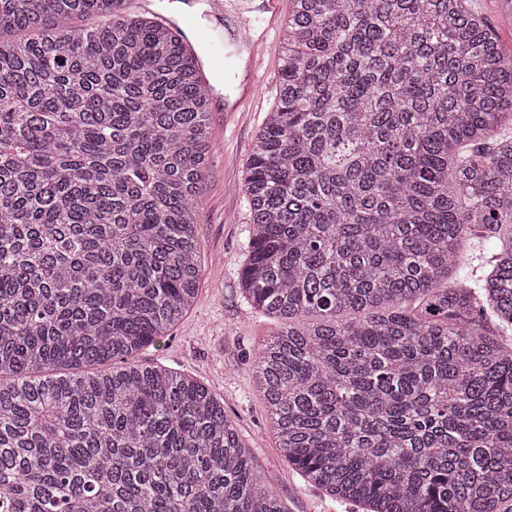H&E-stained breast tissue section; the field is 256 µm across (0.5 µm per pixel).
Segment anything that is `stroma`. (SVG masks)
<instances>
[{
	"instance_id": "35a3bbf8",
	"label": "stroma",
	"mask_w": 512,
	"mask_h": 512,
	"mask_svg": "<svg viewBox=\"0 0 512 512\" xmlns=\"http://www.w3.org/2000/svg\"><path fill=\"white\" fill-rule=\"evenodd\" d=\"M264 53L267 71L261 111L209 115L214 152L200 183L196 208L201 255L197 297L171 335L144 348L140 358L145 364L158 363L194 377L223 397L225 412L288 512H354L353 506L306 486L288 466L252 379L254 353L275 330L273 320L251 309L239 286L249 223L244 179L256 135L275 102L279 41L268 40Z\"/></svg>"
}]
</instances>
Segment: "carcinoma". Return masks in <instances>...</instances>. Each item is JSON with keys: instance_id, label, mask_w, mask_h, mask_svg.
I'll list each match as a JSON object with an SVG mask.
<instances>
[{"instance_id": "1", "label": "carcinoma", "mask_w": 512, "mask_h": 512, "mask_svg": "<svg viewBox=\"0 0 512 512\" xmlns=\"http://www.w3.org/2000/svg\"><path fill=\"white\" fill-rule=\"evenodd\" d=\"M291 3L240 273L279 448L363 512H512V55L469 0ZM5 32L0 512H288L224 401L138 361L198 292L195 55L121 0Z\"/></svg>"}]
</instances>
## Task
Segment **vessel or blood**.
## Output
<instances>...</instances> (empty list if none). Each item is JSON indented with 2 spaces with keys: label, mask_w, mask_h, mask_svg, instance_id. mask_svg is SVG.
Instances as JSON below:
<instances>
[{
  "label": "vessel or blood",
  "mask_w": 512,
  "mask_h": 512,
  "mask_svg": "<svg viewBox=\"0 0 512 512\" xmlns=\"http://www.w3.org/2000/svg\"><path fill=\"white\" fill-rule=\"evenodd\" d=\"M280 11L281 0H184L180 14L168 17V24L188 35L191 42L210 46L206 68H214L225 45L247 50V76L238 96L226 99L213 93L216 111L232 114L259 109L263 82L259 46L276 29Z\"/></svg>",
  "instance_id": "vessel-or-blood-1"
}]
</instances>
